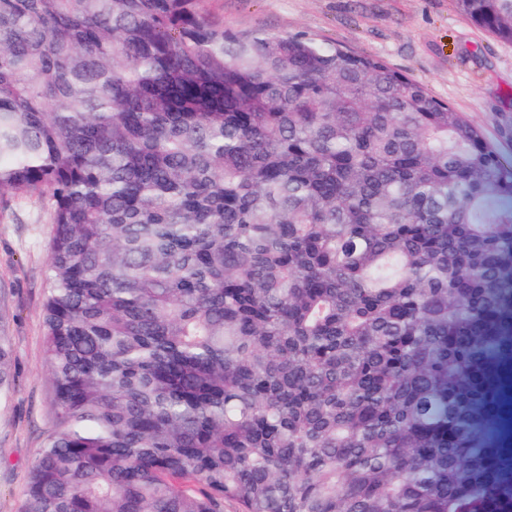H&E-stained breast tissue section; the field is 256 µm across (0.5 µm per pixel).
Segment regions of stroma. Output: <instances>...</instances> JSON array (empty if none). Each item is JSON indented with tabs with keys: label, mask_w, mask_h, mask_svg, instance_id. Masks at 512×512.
<instances>
[{
	"label": "stroma",
	"mask_w": 512,
	"mask_h": 512,
	"mask_svg": "<svg viewBox=\"0 0 512 512\" xmlns=\"http://www.w3.org/2000/svg\"><path fill=\"white\" fill-rule=\"evenodd\" d=\"M225 30L306 35L377 55L478 127L512 164V43L477 27L454 0H204ZM52 226L38 198L0 201V317L15 390L0 407V512H22L27 473L54 411L42 304Z\"/></svg>",
	"instance_id": "1"
}]
</instances>
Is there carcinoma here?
I'll return each mask as SVG.
<instances>
[{
    "mask_svg": "<svg viewBox=\"0 0 512 512\" xmlns=\"http://www.w3.org/2000/svg\"><path fill=\"white\" fill-rule=\"evenodd\" d=\"M200 4L0 0V195L52 224L23 512H512V166L385 60Z\"/></svg>",
    "mask_w": 512,
    "mask_h": 512,
    "instance_id": "carcinoma-1",
    "label": "carcinoma"
}]
</instances>
